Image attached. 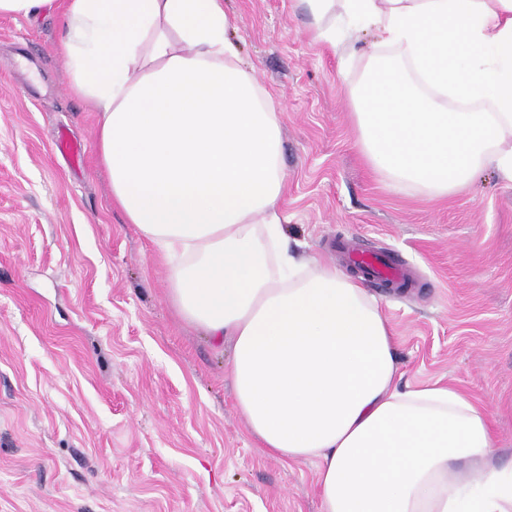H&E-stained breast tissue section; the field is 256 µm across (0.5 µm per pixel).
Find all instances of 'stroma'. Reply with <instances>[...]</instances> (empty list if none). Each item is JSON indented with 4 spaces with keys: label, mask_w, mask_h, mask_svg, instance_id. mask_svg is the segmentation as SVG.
Instances as JSON below:
<instances>
[{
    "label": "stroma",
    "mask_w": 512,
    "mask_h": 512,
    "mask_svg": "<svg viewBox=\"0 0 512 512\" xmlns=\"http://www.w3.org/2000/svg\"><path fill=\"white\" fill-rule=\"evenodd\" d=\"M224 5L281 106L288 235L345 272L340 237L405 261L408 287L368 290L399 390H460L512 460V187L486 172L445 198L395 189L356 146L341 84L361 66L340 72L297 0ZM62 34L57 13L0 16V512H322L315 462L250 435L231 350L175 314L166 265L113 206Z\"/></svg>",
    "instance_id": "stroma-1"
}]
</instances>
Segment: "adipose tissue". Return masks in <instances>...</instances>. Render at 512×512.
Instances as JSON below:
<instances>
[{
  "instance_id": "obj_1",
  "label": "adipose tissue",
  "mask_w": 512,
  "mask_h": 512,
  "mask_svg": "<svg viewBox=\"0 0 512 512\" xmlns=\"http://www.w3.org/2000/svg\"><path fill=\"white\" fill-rule=\"evenodd\" d=\"M300 2L315 41L340 22L380 39L344 86L373 171L429 197L486 171L512 182V0ZM59 9L112 201L164 261L176 314L231 344L262 448L318 461L323 512H512L489 413L450 387L399 390L393 329L360 279L291 244L279 114L224 0H0L14 18Z\"/></svg>"
}]
</instances>
